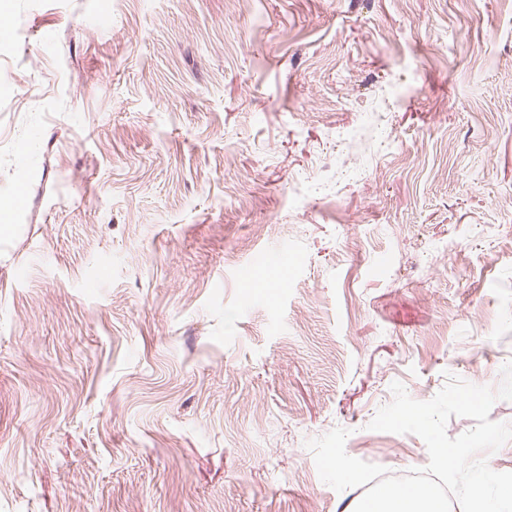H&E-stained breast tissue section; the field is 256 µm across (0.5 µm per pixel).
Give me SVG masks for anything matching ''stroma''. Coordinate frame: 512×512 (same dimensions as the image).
<instances>
[{
    "mask_svg": "<svg viewBox=\"0 0 512 512\" xmlns=\"http://www.w3.org/2000/svg\"><path fill=\"white\" fill-rule=\"evenodd\" d=\"M0 512H354L306 440L512 361V0H0Z\"/></svg>",
    "mask_w": 512,
    "mask_h": 512,
    "instance_id": "obj_1",
    "label": "stroma"
}]
</instances>
